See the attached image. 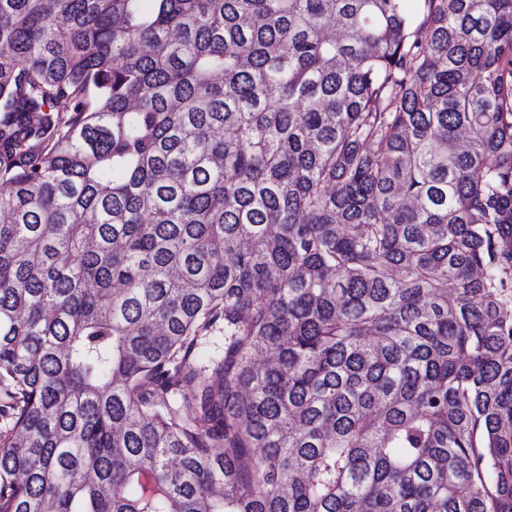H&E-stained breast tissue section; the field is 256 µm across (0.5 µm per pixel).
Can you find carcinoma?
<instances>
[{
    "label": "carcinoma",
    "instance_id": "carcinoma-1",
    "mask_svg": "<svg viewBox=\"0 0 512 512\" xmlns=\"http://www.w3.org/2000/svg\"><path fill=\"white\" fill-rule=\"evenodd\" d=\"M0 419V512H512V0H0Z\"/></svg>",
    "mask_w": 512,
    "mask_h": 512
}]
</instances>
